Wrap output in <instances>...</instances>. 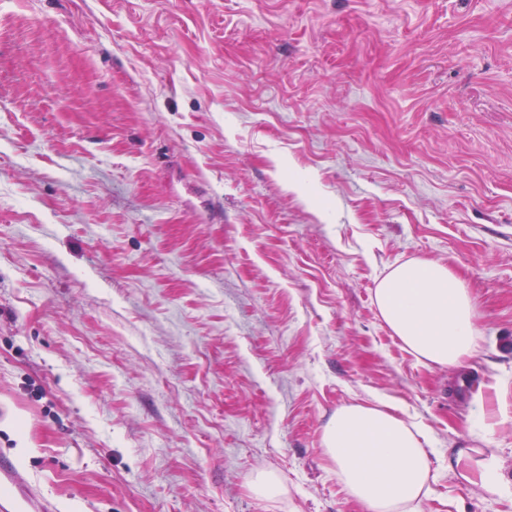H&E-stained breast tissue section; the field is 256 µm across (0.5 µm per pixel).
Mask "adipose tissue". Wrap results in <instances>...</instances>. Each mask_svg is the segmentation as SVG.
I'll use <instances>...</instances> for the list:
<instances>
[{"instance_id":"adipose-tissue-1","label":"adipose tissue","mask_w":512,"mask_h":512,"mask_svg":"<svg viewBox=\"0 0 512 512\" xmlns=\"http://www.w3.org/2000/svg\"><path fill=\"white\" fill-rule=\"evenodd\" d=\"M374 298L388 328L420 362L459 367L475 353L474 300L447 265L400 263L379 281ZM424 442L419 426L360 403L337 408L322 431L326 457L366 512H419L429 471Z\"/></svg>"}]
</instances>
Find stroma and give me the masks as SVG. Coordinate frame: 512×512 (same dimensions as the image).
Returning a JSON list of instances; mask_svg holds the SVG:
<instances>
[{"instance_id":"stroma-1","label":"stroma","mask_w":512,"mask_h":512,"mask_svg":"<svg viewBox=\"0 0 512 512\" xmlns=\"http://www.w3.org/2000/svg\"><path fill=\"white\" fill-rule=\"evenodd\" d=\"M418 258L466 366L375 304ZM351 403L426 431L421 512H512L455 465L512 480V0H0L12 512H365ZM374 298L388 328L420 362L460 367L476 352L474 300L447 265L400 263L379 281Z\"/></svg>"}]
</instances>
